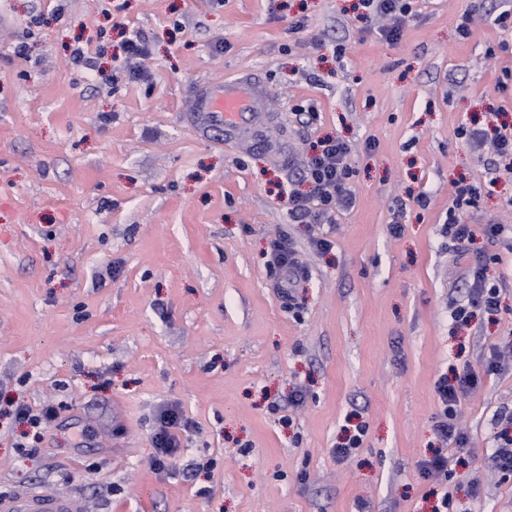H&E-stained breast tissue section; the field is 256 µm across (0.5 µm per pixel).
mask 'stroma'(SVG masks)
Wrapping results in <instances>:
<instances>
[{
    "mask_svg": "<svg viewBox=\"0 0 512 512\" xmlns=\"http://www.w3.org/2000/svg\"><path fill=\"white\" fill-rule=\"evenodd\" d=\"M357 4L0 0V495L52 486L75 512H433L448 493L455 512H512V479L471 484L512 407V365L483 372L490 350L512 354V251L481 232L512 225V174L457 135L512 126L497 89L512 28L495 22L512 0H415L395 41ZM135 32L152 79L111 85ZM75 45L94 70L69 65ZM246 72L275 116L264 147L200 139L191 86ZM325 136L350 147L354 203L311 227L288 214V167ZM461 180L480 190L462 254L442 232ZM282 232L307 268L291 310L269 266ZM482 265L501 308L456 324ZM466 362L474 454L441 486L419 463L438 445L437 384ZM10 399L59 408L36 454ZM171 403L195 426L156 471Z\"/></svg>",
    "mask_w": 512,
    "mask_h": 512,
    "instance_id": "1",
    "label": "stroma"
}]
</instances>
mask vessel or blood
I'll use <instances>...</instances> for the list:
<instances>
[{
    "label": "vessel or blood",
    "mask_w": 512,
    "mask_h": 512,
    "mask_svg": "<svg viewBox=\"0 0 512 512\" xmlns=\"http://www.w3.org/2000/svg\"><path fill=\"white\" fill-rule=\"evenodd\" d=\"M266 94L265 83L252 73L206 82L192 94L191 120L203 139L259 146L258 133L269 116L258 103ZM0 512H74V504L68 495L44 486L0 496Z\"/></svg>",
    "instance_id": "obj_1"
}]
</instances>
